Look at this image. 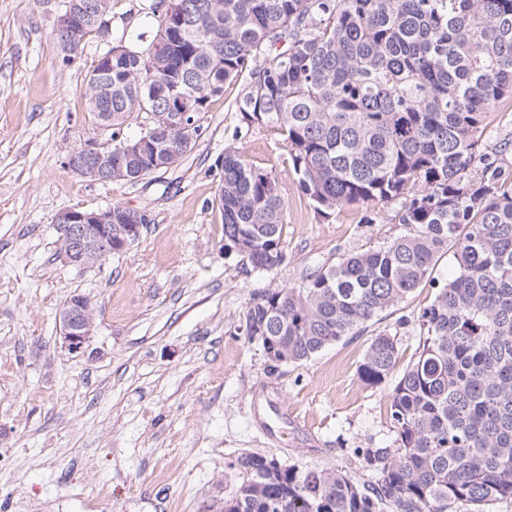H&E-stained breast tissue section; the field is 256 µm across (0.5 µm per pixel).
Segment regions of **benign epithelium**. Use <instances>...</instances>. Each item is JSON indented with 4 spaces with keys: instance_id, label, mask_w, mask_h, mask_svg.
Returning <instances> with one entry per match:
<instances>
[{
    "instance_id": "1",
    "label": "benign epithelium",
    "mask_w": 512,
    "mask_h": 512,
    "mask_svg": "<svg viewBox=\"0 0 512 512\" xmlns=\"http://www.w3.org/2000/svg\"><path fill=\"white\" fill-rule=\"evenodd\" d=\"M81 15L80 6L66 4V10L58 16L55 31L65 32L72 28ZM64 166L79 175L96 178L97 173L112 174V152H104L100 145L89 139L73 149ZM60 234L61 255L66 263L85 268L94 266L108 257L121 254L134 245L141 236L140 224L112 223V209L83 211L64 210L56 217ZM62 324L64 347L72 353H80L90 341L95 328V310L90 297L73 295L59 313Z\"/></svg>"
}]
</instances>
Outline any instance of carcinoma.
<instances>
[{
    "instance_id": "cac0c4a2",
    "label": "carcinoma",
    "mask_w": 512,
    "mask_h": 512,
    "mask_svg": "<svg viewBox=\"0 0 512 512\" xmlns=\"http://www.w3.org/2000/svg\"><path fill=\"white\" fill-rule=\"evenodd\" d=\"M81 4L75 34L57 38L65 65L95 34L98 10L112 11V0ZM151 10L153 40L108 49L85 77L116 180L176 165L210 101L246 74L237 130H281L321 217L390 204L405 227L295 287L251 295L247 340L264 336L288 363L306 362L436 284L451 253L448 279L415 319L416 357L394 374L396 335L383 329L359 365L364 384L391 382L394 440L354 449L374 481L246 454L222 512H493L512 499V176L498 158L512 143L477 154L487 114L512 98V0H154ZM158 112L193 124L163 127L151 120ZM134 116L145 128L130 138ZM145 137L156 149L118 153ZM218 166L224 249L277 269L288 211L277 178L232 146Z\"/></svg>"
}]
</instances>
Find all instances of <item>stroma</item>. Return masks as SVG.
<instances>
[{
  "label": "stroma",
  "instance_id": "stroma-1",
  "mask_svg": "<svg viewBox=\"0 0 512 512\" xmlns=\"http://www.w3.org/2000/svg\"><path fill=\"white\" fill-rule=\"evenodd\" d=\"M150 0H112L108 40L89 38L71 65L53 30L62 0H0V512H203L241 478L244 454L372 479L355 451L387 444L389 386L358 367L370 333L270 373L243 334L251 294L292 287L342 255L401 234L393 206H350L324 220L298 190L277 127L237 133L243 82L201 115L178 166L137 183L65 168L85 140L110 146L88 112L85 76L109 45L142 48ZM236 146L272 169L288 196L287 259L253 269L224 250L216 159ZM122 205L146 212L137 243L78 269L60 255L55 218ZM91 297L83 354L63 346L58 312ZM435 296L417 289L380 328L397 332L399 366L418 348L414 320Z\"/></svg>",
  "mask_w": 512,
  "mask_h": 512
}]
</instances>
